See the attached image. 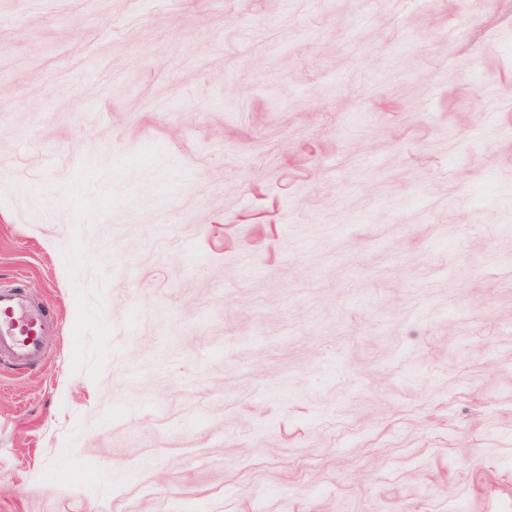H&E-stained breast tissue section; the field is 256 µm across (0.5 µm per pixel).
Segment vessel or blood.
Wrapping results in <instances>:
<instances>
[{
    "mask_svg": "<svg viewBox=\"0 0 512 512\" xmlns=\"http://www.w3.org/2000/svg\"><path fill=\"white\" fill-rule=\"evenodd\" d=\"M52 326L40 305L27 303L16 288L0 289V362L28 367L45 357L44 338Z\"/></svg>",
    "mask_w": 512,
    "mask_h": 512,
    "instance_id": "vessel-or-blood-1",
    "label": "vessel or blood"
}]
</instances>
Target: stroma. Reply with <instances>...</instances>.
Masks as SVG:
<instances>
[{
    "label": "stroma",
    "mask_w": 512,
    "mask_h": 512,
    "mask_svg": "<svg viewBox=\"0 0 512 512\" xmlns=\"http://www.w3.org/2000/svg\"><path fill=\"white\" fill-rule=\"evenodd\" d=\"M0 512H512V0H0ZM52 323L39 304H28L19 288L0 289V362L28 367L45 357L44 336Z\"/></svg>",
    "instance_id": "stroma-1"
}]
</instances>
